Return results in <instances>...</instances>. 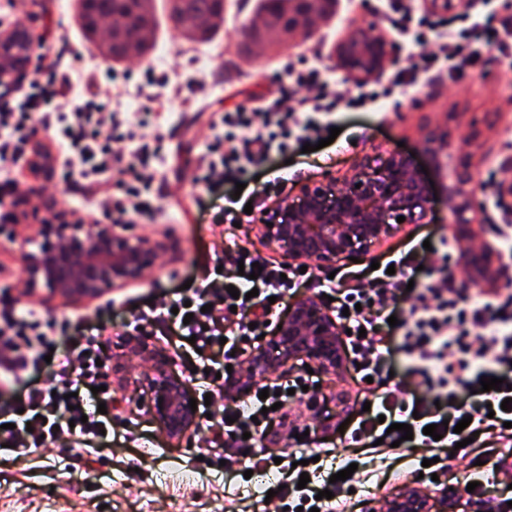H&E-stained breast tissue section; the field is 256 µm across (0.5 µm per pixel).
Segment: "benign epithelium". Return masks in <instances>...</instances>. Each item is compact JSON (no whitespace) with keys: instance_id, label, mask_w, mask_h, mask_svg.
<instances>
[{"instance_id":"obj_1","label":"benign epithelium","mask_w":512,"mask_h":512,"mask_svg":"<svg viewBox=\"0 0 512 512\" xmlns=\"http://www.w3.org/2000/svg\"><path fill=\"white\" fill-rule=\"evenodd\" d=\"M22 29L0 33V78L23 65L18 52L5 48L20 42ZM394 45L374 25L356 26L337 43L336 67L361 81L391 62ZM456 128L444 123L424 134L425 150L437 172H446L443 187L453 202V224L458 242V268L471 284L489 279L493 266L504 267L498 252L470 245L472 226L478 223L476 208L482 184L475 179L470 153L456 147ZM428 182L412 160L403 154H388L381 167L359 165L347 186L327 196L319 183L301 189V204L278 200L283 218L265 227L267 244L283 248L291 262L314 261L329 266L362 246H378L394 236L402 224L416 222L428 202ZM405 217L404 223L397 218ZM37 249L23 260L33 288H44L66 300L93 298L110 288L137 280L164 243L140 237L121 236L110 224H84L58 218L41 225ZM273 331L269 344L280 350L281 363L303 358L317 373L337 376L345 367L341 326L316 297L294 302L288 315ZM127 353H144L149 366L130 381L119 360L112 363V380L143 391V402L168 437L179 440L191 428H199L191 411L184 384L171 372L172 357L148 337L128 334L121 341ZM248 362L251 377L262 378L269 366L265 356L253 353ZM438 499L420 487H408L392 497L387 512H448V497Z\"/></svg>"}]
</instances>
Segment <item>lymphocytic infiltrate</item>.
<instances>
[{
    "label": "lymphocytic infiltrate",
    "mask_w": 512,
    "mask_h": 512,
    "mask_svg": "<svg viewBox=\"0 0 512 512\" xmlns=\"http://www.w3.org/2000/svg\"><path fill=\"white\" fill-rule=\"evenodd\" d=\"M467 23L462 28L452 26L451 19L424 13L416 4L406 6L393 21L395 32L406 41L423 46L418 63L393 73L386 81L365 91L346 94L323 78L319 67L299 60L292 65L288 78L306 95L299 109L285 107L283 98L270 94L247 104L218 114L223 135L212 138L196 166L194 180L209 188L214 176L234 180L248 168L262 165L271 151H287L294 131L317 132L312 121L302 120L305 112H334L358 109L406 95L418 76H430L438 71L455 72L476 62L484 50H495L503 63L512 67V16H500L488 8L487 0H471ZM452 38L456 42L453 55L442 57L426 49L429 38ZM32 66L21 100L0 98V221L11 218L14 204L9 194L13 183V167L24 163L26 148L39 130L58 125L55 141L62 161L52 171L62 180L78 177L88 194L106 197L110 206L105 217L127 216L153 221L157 209L149 197L151 154L141 148L132 158L114 151L118 142H134L140 137V123L122 117L113 110L110 100L101 98L94 87H87L82 100L70 95L72 77L54 64L46 63L43 54L29 56ZM116 171L115 180L104 177ZM227 261L243 262L245 279L238 283V296H231L223 282L213 279L195 291L191 302L175 299L174 312H162L156 306L141 310L135 331L144 325L176 329L180 338H194L195 348L204 350L211 344H223L225 363L235 364L263 332L262 326L276 314L277 302L288 291L307 281L336 295L346 315L339 321L350 334L345 347L351 364L359 366L364 376L372 377L380 394L382 414L366 412L357 425L345 434L348 447L390 451L400 432L392 430L381 435L382 424H407L413 438L409 445L424 451L425 459L436 462L437 469H446L442 454L472 433L496 432L497 446H487L483 455L494 458L495 469L512 466V458L500 454V446H512V428H493L488 414L500 411L504 399L512 398V388L481 391V378L495 377L496 367L512 365V290L501 292L494 303L462 302L447 277L437 281L410 303L407 317L400 328L406 339L405 352L414 364L413 372L429 389L444 391L447 412L435 404L410 402L398 389L389 388L383 376L385 351L391 342L383 334L380 320L392 303L405 292L409 270L418 266L416 251L402 254L394 262V274L376 277L372 287L356 281L355 272L344 273L339 279L313 280L311 273L299 267L257 262L247 248H229ZM261 273H254V265ZM70 320H48L36 310L19 311L8 291L0 290V380L14 382L24 377L29 367L50 348L54 337L65 334ZM71 355L58 363L54 389H35L22 403L24 411L14 421L13 428L0 429V445L31 454L32 450L66 444L93 447L106 423L97 406L104 394L84 399V390L101 384L104 375L99 362L105 350L98 336H83L71 346ZM309 377L298 375L290 382L268 383L269 395L260 398L258 389H251L244 405L228 408L229 420L223 423L224 458L227 465L241 463L240 442L243 433L263 436L267 422L265 408L277 403L278 392L299 389L309 384ZM467 387L470 396L465 403H456L459 387ZM445 417V425L437 426L436 436L424 434L423 422ZM468 420L467 428L454 433L460 420ZM250 468L269 466L266 458L249 457ZM350 481L330 484L331 498H318L314 483L299 487L289 480L281 493L288 512H351L350 499L344 490Z\"/></svg>",
    "instance_id": "lymphocytic-infiltrate-1"
}]
</instances>
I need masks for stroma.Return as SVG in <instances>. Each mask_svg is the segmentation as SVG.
<instances>
[{"mask_svg":"<svg viewBox=\"0 0 512 512\" xmlns=\"http://www.w3.org/2000/svg\"><path fill=\"white\" fill-rule=\"evenodd\" d=\"M254 5L255 0H224L223 27L211 40L197 42L182 36L172 22L171 0H156L153 52L146 60H133L132 65L153 67L158 81L125 89L106 79L112 65L86 41L73 0H0L1 22L23 25L32 40H47V62H55L57 42L65 40L82 56L84 78L95 79L123 112L139 111L145 104L155 106L159 118L143 134L164 145L151 167L159 215L156 223L136 224L126 233L166 245L139 280L99 297L71 301L43 289L29 291L23 254L36 249L42 224L60 213L83 215L90 198L81 186L56 184L26 166L17 170L16 219L7 225V237L0 238V288L25 291L27 302L44 315L71 318L72 325L66 335L55 338L50 360H38L16 383H0V415L30 389L52 382L56 359L75 338L99 328L110 342H118L139 308L169 301L186 281L198 282L207 276L217 251L236 243L265 259L286 262L283 250L263 240L264 224L281 220L275 206L280 195L299 200L301 187L309 182L336 191L354 175L361 158L376 166L389 152L413 155L417 167L426 168V178L434 184L427 215L418 223L404 225L382 245L359 253L357 260L338 259L332 269L315 268V275L367 271L372 262L383 264L423 242L435 247L441 237L453 236L451 201L440 189L443 177L430 170L423 150L425 128L445 122L447 116H454L458 146L473 155L476 178L484 185L481 202L485 210L474 226L472 246L496 245L497 226L512 225V210L495 203L499 180L512 177V170L502 165L512 155V69L493 51L454 75L430 77L399 110L385 102L363 110L316 113L322 132L308 141L313 152H304V144L296 142L287 154H273L266 166L247 170L239 182L218 180L209 190H197L191 181L192 167L207 142L221 133L212 124L214 113L273 91L274 77L284 74L287 65L301 55L316 57L338 88L355 89L356 80L340 71L333 59L337 43L358 25H376L384 34L389 31L384 15L366 11L359 0H339L335 16L319 21L312 37L295 35L275 52L246 54L239 49V32L255 19ZM488 112L497 116L495 127L470 139L473 122ZM334 127L340 130L335 137L330 134ZM323 137L330 138V145L320 146ZM237 194L245 200L255 199L251 222L238 227L216 223L218 213ZM151 340L174 356L172 371L184 382L188 396L200 398L209 382L192 372L191 357L175 337L155 329ZM402 342L401 334H394L387 356L392 372L389 383L406 398L426 397L425 387L409 369ZM319 382L309 392L316 405L308 406L303 400L286 404L287 419L278 430L267 432L256 445V453L285 455L324 447L331 451L323 460L326 473L354 454L352 448L341 445L339 427L345 420L358 419L370 396L369 386L349 367L335 378L320 376ZM110 391L117 402L107 424L108 434L98 439L97 450L77 459L69 448L28 456L0 448V512H253L254 504L281 480L274 467L247 478L240 469L221 466L210 445L209 415H198V430L176 441L166 436L140 404L139 393L115 384ZM419 456V451L404 447L391 452L385 461L372 454L358 456L369 479L354 496L352 512H365L369 507L382 512L392 495L410 486L408 471Z\"/></svg>","mask_w":512,"mask_h":512,"instance_id":"35a3bbf8","label":"stroma"}]
</instances>
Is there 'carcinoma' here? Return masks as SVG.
<instances>
[{
	"instance_id": "cac0c4a2",
	"label": "carcinoma",
	"mask_w": 512,
	"mask_h": 512,
	"mask_svg": "<svg viewBox=\"0 0 512 512\" xmlns=\"http://www.w3.org/2000/svg\"><path fill=\"white\" fill-rule=\"evenodd\" d=\"M291 2L257 0V14L264 18V26L257 31H245L247 48L258 45L272 48L288 39V13L294 10ZM112 14L122 18V25L105 40L100 35V22ZM172 16L187 26L199 18L219 17L216 23L195 28L191 39L205 40L224 20V0H173ZM75 17L83 34L109 62L145 56L153 45L156 30L153 0H76Z\"/></svg>"
}]
</instances>
